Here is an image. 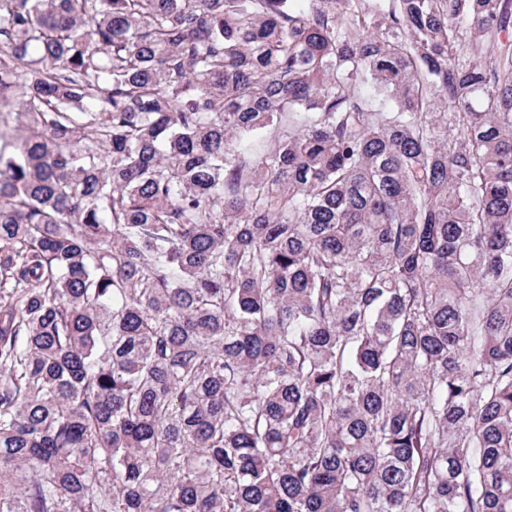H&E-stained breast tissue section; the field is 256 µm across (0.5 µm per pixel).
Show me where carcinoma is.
I'll return each instance as SVG.
<instances>
[{"instance_id": "carcinoma-1", "label": "carcinoma", "mask_w": 512, "mask_h": 512, "mask_svg": "<svg viewBox=\"0 0 512 512\" xmlns=\"http://www.w3.org/2000/svg\"><path fill=\"white\" fill-rule=\"evenodd\" d=\"M511 29L0 0V512H512Z\"/></svg>"}]
</instances>
